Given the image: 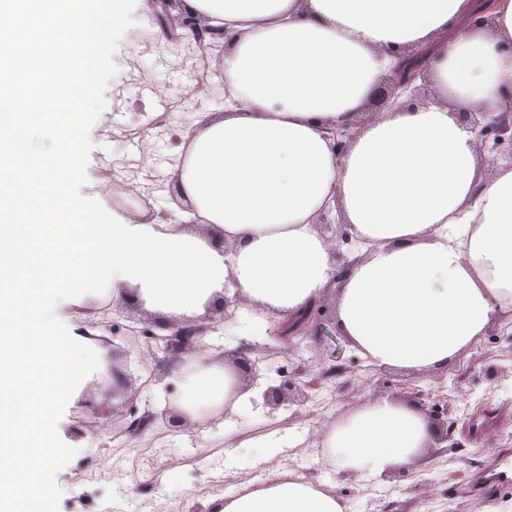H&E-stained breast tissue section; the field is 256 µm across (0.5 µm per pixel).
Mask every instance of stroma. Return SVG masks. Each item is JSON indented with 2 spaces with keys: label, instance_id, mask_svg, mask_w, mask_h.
<instances>
[{
  "label": "stroma",
  "instance_id": "stroma-1",
  "mask_svg": "<svg viewBox=\"0 0 512 512\" xmlns=\"http://www.w3.org/2000/svg\"><path fill=\"white\" fill-rule=\"evenodd\" d=\"M129 44H119L118 73L107 86L105 97L108 123L118 130L110 143L107 161L91 151L82 195L104 192L96 178L102 164L136 173L142 154L130 144L140 129L155 118L154 109L136 110L137 98L125 82V59ZM112 320L119 327L112 339L107 367L99 369L79 385L57 424L63 443L75 448L70 462L59 471L62 491L59 512H154L164 501L168 512H207V502L243 485L256 468L252 459L231 455V448L247 439L285 442L284 458L299 461L313 485L333 484L336 496L348 512H366L362 493L375 492L376 512H497L512 501V492L473 503L464 493L475 464L488 458L490 449L512 441V318H500L458 358L439 371L377 369L352 347L346 336L323 340L296 336L288 352L271 351L258 363L260 381L279 384L282 375L312 366L321 375L320 387L310 389L304 405L282 404L278 409L260 407L245 416L235 428L200 426L198 418L187 417L183 427L169 430L164 419L138 435L125 426L145 412L173 408V401L158 405L150 392L154 384H177V371L184 353L168 355L149 352L146 341H132L131 334L145 324H159L160 316L145 312L139 304L117 301ZM125 375L123 385L111 381L113 369ZM422 394L426 403L444 402L451 421L466 422L474 404L488 398L503 423L482 441L455 430V450L434 443L426 448L408 471H396L384 481L339 476L322 459L321 442L334 423L333 417H318L319 402L331 400L335 414L345 413L366 395L408 399ZM154 458L153 467L143 466Z\"/></svg>",
  "mask_w": 512,
  "mask_h": 512
}]
</instances>
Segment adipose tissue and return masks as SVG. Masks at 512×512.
<instances>
[{
	"label": "adipose tissue",
	"instance_id": "1",
	"mask_svg": "<svg viewBox=\"0 0 512 512\" xmlns=\"http://www.w3.org/2000/svg\"><path fill=\"white\" fill-rule=\"evenodd\" d=\"M225 32L224 112L197 113L171 170L188 210L168 220L113 212L82 264L99 265L108 300L191 324L226 292L248 301L244 328L297 312L327 288L335 261L314 226L342 209L361 258L340 281L337 323L371 366L436 371L512 314V168L486 171L490 152L459 118L496 109L512 90L500 46L512 0H178ZM426 54L437 102L381 112L337 155L323 129L370 102L400 50ZM77 306L66 339L82 378L108 360L107 336ZM256 393L221 361L180 378L176 405L232 423ZM432 441L418 406L367 398L323 446L337 473L381 478L413 466ZM213 512H347L278 468L213 501Z\"/></svg>",
	"mask_w": 512,
	"mask_h": 512
}]
</instances>
